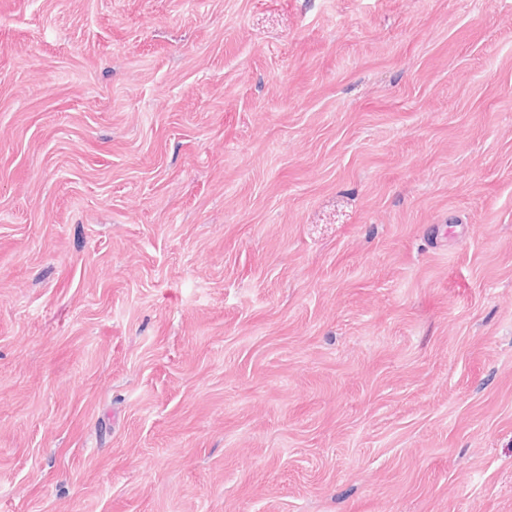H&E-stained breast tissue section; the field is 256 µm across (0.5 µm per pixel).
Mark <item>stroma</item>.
<instances>
[{"mask_svg":"<svg viewBox=\"0 0 512 512\" xmlns=\"http://www.w3.org/2000/svg\"><path fill=\"white\" fill-rule=\"evenodd\" d=\"M0 512H512V0H0Z\"/></svg>","mask_w":512,"mask_h":512,"instance_id":"1","label":"stroma"}]
</instances>
